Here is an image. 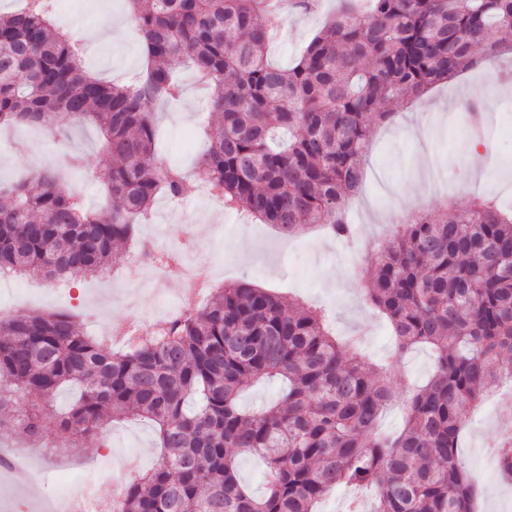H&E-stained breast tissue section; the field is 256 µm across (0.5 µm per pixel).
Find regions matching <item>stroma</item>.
Masks as SVG:
<instances>
[{"label":"stroma","instance_id":"1","mask_svg":"<svg viewBox=\"0 0 512 512\" xmlns=\"http://www.w3.org/2000/svg\"><path fill=\"white\" fill-rule=\"evenodd\" d=\"M61 2L53 23L76 36L126 12L124 0ZM335 6L336 0H322L321 13L288 20L268 52L270 60L283 67L291 65ZM83 49L86 69L105 81H133L145 65L141 37L131 25L115 41L101 44L87 40ZM176 74L184 94L179 100L155 105L156 142L161 154L188 169L195 154L187 148V137L198 134L200 126L214 121L215 115L206 90L195 82L192 68L182 65ZM479 84L484 87L482 99L492 120H499L505 111L512 110V93L503 94L484 86L479 72L470 70L451 84L433 87L426 98L396 104V121L373 126L364 157L365 182L354 199L356 209L349 214L350 223L368 241L392 235L393 225L373 223L372 216L390 213L403 202L411 180L420 175L418 147L422 144L428 146L430 162L439 173L437 189L429 194V206H436L439 193L445 191L460 207L468 205L475 194H492L499 196L502 204L512 203V197L500 192L501 184L512 183V146L504 147L495 164L482 160L470 165L465 131L458 129L455 119H437L436 104L459 107L469 88ZM68 153L84 156L86 166L66 175V186L87 205L105 206L99 176L108 162L98 131L88 124L69 127L59 143L24 126L1 133L0 180L60 166ZM241 221L235 213L211 207L200 195L179 203L159 197L151 222L137 225L133 241L115 248L111 268L117 271L126 266L141 245L168 247L176 244L179 235L191 236L195 259L210 262L222 282L247 279L296 302L325 308L338 338L362 336L363 350L370 361L382 359L394 339L371 306L354 302L360 289L353 277L351 255L341 242L321 228L284 237L272 225L257 221L251 222L244 234L237 229ZM183 278V268L167 269L164 291L159 294L151 284L115 281L101 274L65 286L25 276L0 282V308L14 316L35 310L69 311L77 316L84 332L98 338L107 336L113 325L134 314L139 329L148 334L156 319L167 315L166 304L182 288ZM432 372V354L420 347L408 351L401 362L389 369L387 380L394 393L404 397L412 386L426 382ZM507 425L512 426V413L506 415L496 409L463 437L460 456L480 481L496 476L498 470L487 461L478 443L496 438ZM19 449L24 451L27 465L36 476L20 486L0 477V512H45L46 503L67 490L70 478L78 474L92 476L95 498L107 499L118 477L115 456L132 454L145 470L160 457L155 431L144 420L114 421L98 436L86 439L82 447L60 443L46 452L35 447L32 437L16 432L0 446V454L9 457Z\"/></svg>","mask_w":512,"mask_h":512}]
</instances>
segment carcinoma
Masks as SVG:
<instances>
[{
  "instance_id": "carcinoma-1",
  "label": "carcinoma",
  "mask_w": 512,
  "mask_h": 512,
  "mask_svg": "<svg viewBox=\"0 0 512 512\" xmlns=\"http://www.w3.org/2000/svg\"><path fill=\"white\" fill-rule=\"evenodd\" d=\"M146 70L133 85L84 67L52 27L55 0L0 13V126L49 134L90 122L112 157L107 207L88 209L51 172L0 182V272L72 282L110 267L115 245L148 222L159 195L180 199L197 180L224 207L286 236L324 224L351 236L347 201L364 183L371 128L390 107L493 58V33L512 34V0H341L290 68L271 65L266 0H128ZM189 61L211 92L216 126L194 174L156 150L152 102L176 100L174 70ZM384 318L391 368L416 346L433 354L401 426L380 430L394 394L368 372L359 340L341 341L325 310L297 307L248 281L114 350L65 312L0 317V435L18 430L77 445L109 420H151L163 455L125 484L118 512H315L338 485L371 493V512H475L458 448L461 409L479 406L512 371V211L475 195L406 216L357 271ZM273 378L277 401L250 412L238 399ZM64 387L72 406L50 401ZM498 466L512 477V438ZM266 464L265 491L242 483L237 458Z\"/></svg>"
}]
</instances>
